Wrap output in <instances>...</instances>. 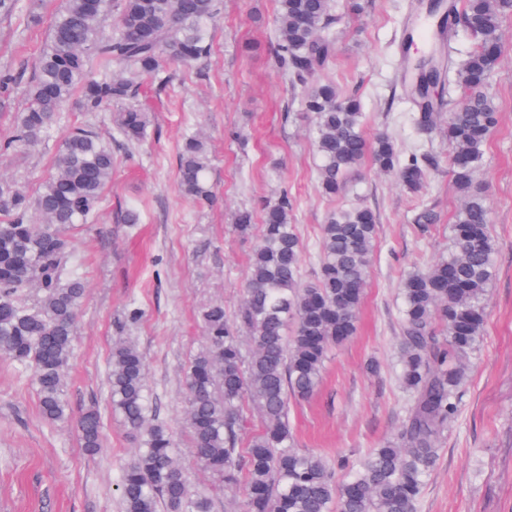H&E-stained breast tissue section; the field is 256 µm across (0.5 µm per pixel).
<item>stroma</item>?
I'll return each mask as SVG.
<instances>
[{"mask_svg": "<svg viewBox=\"0 0 512 512\" xmlns=\"http://www.w3.org/2000/svg\"><path fill=\"white\" fill-rule=\"evenodd\" d=\"M65 0H23L24 13L0 19V71L32 77L49 25ZM333 0L338 18L334 54L321 77L358 96L365 132L389 134L403 153H433L438 167L415 195L396 178L363 161L334 198L319 190L311 117L300 107L301 86L278 68L272 47L275 0H224L210 57L193 69L171 63L167 93L145 80L140 100L149 114L139 146L115 150L112 179L95 215L67 234L86 284L77 335L65 380L74 411L97 407L104 449L87 455L75 422L50 424L39 412L28 373L0 358V512H122L119 466L134 441L107 407L108 359L116 336L134 341L147 367L159 420L178 443L179 464L191 484L204 489L214 512H234L240 489L224 487L189 453L185 373L205 344L200 310L223 304L235 314L243 299L255 241L234 230L238 209L260 211L289 194L291 221L302 243L301 277L318 270L321 226L336 209L361 203L378 217L379 235L361 305L358 330L332 348L321 383L289 413L296 446L327 459L355 458L378 447L406 417L408 398L398 380L399 288L404 273L423 270L448 252V222L461 197L448 171V147L439 135L417 131L414 106L402 83V55L422 54L420 43L402 51L410 0ZM499 70L489 92L500 113L476 180L486 191L497 275L488 294L483 339L465 359L459 408L419 499L418 512H512V17L504 20ZM24 82L0 103V139L24 99ZM203 132L211 160L214 199L200 204L178 190L183 138ZM58 139L25 154L0 156V180L35 193L50 173ZM140 205L132 226L125 210ZM434 208L439 224L413 222L417 205ZM142 320L122 327L128 304Z\"/></svg>", "mask_w": 512, "mask_h": 512, "instance_id": "35a3bbf8", "label": "stroma"}]
</instances>
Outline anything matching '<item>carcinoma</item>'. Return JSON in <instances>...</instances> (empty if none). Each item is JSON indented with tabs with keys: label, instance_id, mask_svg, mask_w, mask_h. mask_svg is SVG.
<instances>
[{
	"label": "carcinoma",
	"instance_id": "1",
	"mask_svg": "<svg viewBox=\"0 0 512 512\" xmlns=\"http://www.w3.org/2000/svg\"><path fill=\"white\" fill-rule=\"evenodd\" d=\"M276 4L274 54L283 74L304 88L301 104L313 118L322 194L340 193L345 176L367 156L380 171L395 174L408 193L418 192L436 156H406L386 133L367 140L360 101L318 78L334 52L325 35L336 23L330 0ZM219 10L220 0H65L0 153L37 146L60 127L75 97L85 112H118L117 147L142 143L147 113L134 104L141 80L154 78L161 94L172 84L166 63L190 68L207 59L209 26ZM110 12L117 14L118 28L105 36L100 25ZM511 13L512 0L448 2L453 21L442 26L436 51L441 79L463 90L448 109L444 137L464 203L449 225L450 251L402 278L399 383L409 405L399 431L380 447L354 461L338 455L331 462L296 448L289 422L290 404L317 390L329 350L357 332L377 215L362 204L331 213L321 226L319 272L304 282L288 196L266 205L260 224L248 209L236 214L237 234L256 238L242 304L233 320L220 303L201 308L206 345L190 362L186 386L190 451L215 480L242 487L239 512H417L448 420L458 411L462 359L479 346L496 276L487 194L474 173L499 123L487 88L502 55L501 19ZM459 29L475 45L456 67L442 48L444 38ZM404 72L418 109L415 125L431 134L443 102L418 87L426 74L421 62H405ZM114 163L112 145L94 127L75 126L61 137L54 171L36 194L0 183V357L31 371L41 415L50 424L70 416L65 375L85 294L66 232L93 215ZM178 188L196 201L211 197L210 158L197 134L182 144ZM414 223L425 228L438 223V215L423 205ZM31 288L41 293L36 305L27 299ZM107 397L136 443L134 455L120 466L122 512H214L213 500L194 489L178 465L176 443L150 399L143 353L123 337L112 346ZM248 407L261 429L243 446ZM77 428L85 451L98 454L101 413L86 410Z\"/></svg>",
	"mask_w": 512,
	"mask_h": 512
}]
</instances>
